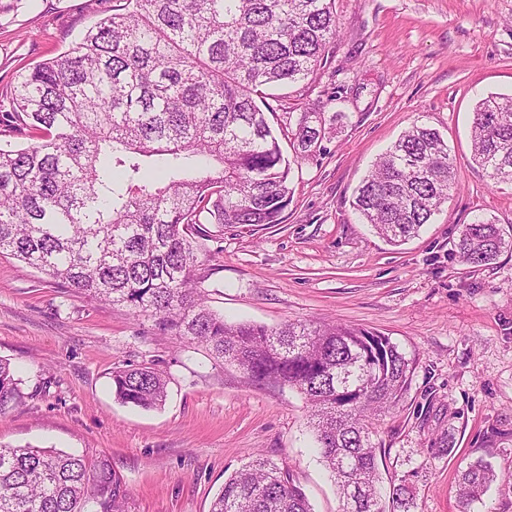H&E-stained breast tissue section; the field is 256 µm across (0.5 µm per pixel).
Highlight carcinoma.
<instances>
[{
    "label": "carcinoma",
    "mask_w": 512,
    "mask_h": 512,
    "mask_svg": "<svg viewBox=\"0 0 512 512\" xmlns=\"http://www.w3.org/2000/svg\"><path fill=\"white\" fill-rule=\"evenodd\" d=\"M334 0H123L73 49L18 76L4 127L42 132L0 148V253L64 287L152 317L157 331L200 343L255 382L305 395L321 458L342 512H387L377 491L372 419L407 393L415 360L389 337L342 324L229 323L191 286L205 224H279L291 201L290 162L267 123L273 90L321 66L338 35ZM304 112L301 152L322 134ZM472 159L512 183V96L476 103ZM457 186L448 145L434 128L406 130L379 158L353 208L398 246ZM463 262L485 266L512 250L491 221L465 224ZM122 404L156 408L167 397L152 367L112 371ZM20 398L0 359V411ZM496 479L481 460L461 474L471 503ZM103 499L123 512L126 491L106 460L52 448L0 446V512H82ZM393 512L410 492L390 491ZM210 512H312L290 471L257 455L224 480Z\"/></svg>",
    "instance_id": "cac0c4a2"
}]
</instances>
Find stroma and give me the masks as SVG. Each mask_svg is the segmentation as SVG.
<instances>
[{"mask_svg": "<svg viewBox=\"0 0 512 512\" xmlns=\"http://www.w3.org/2000/svg\"><path fill=\"white\" fill-rule=\"evenodd\" d=\"M119 0H0V110L16 77L72 49ZM339 39L313 78L267 115L291 163L281 223L224 226L200 241L192 269L207 306L270 328L338 323L377 331L416 359L404 399L373 422L382 491L409 486L411 512H512V250L462 263L463 225L484 217L512 234V184L471 159L478 100L512 95V0H335ZM324 137L299 154L301 112ZM439 130L458 187L418 236L394 247L364 224L352 195L413 124ZM0 359L20 401L0 412V446L56 448L108 460L126 512H209L256 452L289 469L312 512H340L315 451L303 395L257 383L204 347L159 335L153 318L60 288L0 254ZM169 379L158 408L119 403L116 369ZM497 479L463 504L475 461Z\"/></svg>", "mask_w": 512, "mask_h": 512, "instance_id": "obj_1", "label": "stroma"}]
</instances>
